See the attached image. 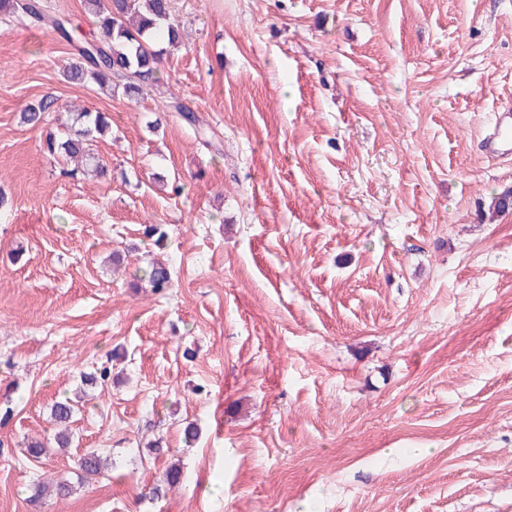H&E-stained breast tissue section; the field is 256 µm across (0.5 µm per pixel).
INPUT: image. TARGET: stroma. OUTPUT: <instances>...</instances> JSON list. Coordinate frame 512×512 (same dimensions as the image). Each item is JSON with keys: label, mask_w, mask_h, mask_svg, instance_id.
<instances>
[{"label": "stroma", "mask_w": 512, "mask_h": 512, "mask_svg": "<svg viewBox=\"0 0 512 512\" xmlns=\"http://www.w3.org/2000/svg\"><path fill=\"white\" fill-rule=\"evenodd\" d=\"M172 11L137 97L0 19V512H512V160L479 149L512 104V0ZM81 108L112 117L102 177L43 152ZM90 449L108 472L37 495ZM54 104L55 99L51 96L41 98L25 109V112L21 114V122L32 126L41 124L44 121L45 114L54 111Z\"/></svg>", "instance_id": "obj_1"}]
</instances>
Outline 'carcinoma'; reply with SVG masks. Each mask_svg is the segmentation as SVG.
Segmentation results:
<instances>
[{
  "label": "carcinoma",
  "instance_id": "obj_1",
  "mask_svg": "<svg viewBox=\"0 0 512 512\" xmlns=\"http://www.w3.org/2000/svg\"><path fill=\"white\" fill-rule=\"evenodd\" d=\"M85 12L92 18L95 30L91 35L78 31L68 16L51 14L42 0H0V17L27 20L58 33L73 44L78 60L63 70L67 81L79 85L96 86L107 92L122 89L135 97L153 88L159 82L158 64L163 49L181 42L182 34L172 23L171 0H84ZM55 99L46 96L30 105L21 114V122L36 126L45 114L54 111ZM109 127L103 112L81 111L75 122L64 133L49 135L44 142V153L49 157H80L95 161L90 149V138L102 134ZM148 286L156 292L169 287L171 276L167 267L152 265L145 272ZM106 460L96 451H89L78 460V478L100 473Z\"/></svg>",
  "mask_w": 512,
  "mask_h": 512
}]
</instances>
